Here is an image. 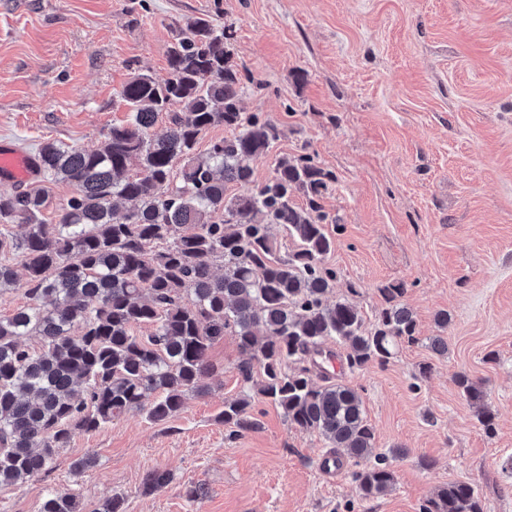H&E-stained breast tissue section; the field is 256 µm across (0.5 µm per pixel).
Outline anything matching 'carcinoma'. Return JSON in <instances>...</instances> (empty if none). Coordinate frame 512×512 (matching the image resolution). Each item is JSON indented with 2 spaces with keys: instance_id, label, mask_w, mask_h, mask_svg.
Returning <instances> with one entry per match:
<instances>
[{
  "instance_id": "1",
  "label": "carcinoma",
  "mask_w": 512,
  "mask_h": 512,
  "mask_svg": "<svg viewBox=\"0 0 512 512\" xmlns=\"http://www.w3.org/2000/svg\"><path fill=\"white\" fill-rule=\"evenodd\" d=\"M232 27L203 17L186 23L168 48V76H134L121 98L131 112L100 134L94 149L46 143L35 153L47 182L75 192L45 224L42 190L0 194V252L21 258L29 303L0 318V486L38 478L78 432L100 429L130 410L165 423L189 393L205 395L216 368L208 350L236 336L242 382L220 418L236 435L257 426L254 396L278 405L288 423L316 432L350 458H374L352 472L360 497L391 492L390 455L375 452L358 390L322 371L326 346H343L350 370L382 365L417 341L404 290L385 288L386 307L366 330L349 298L329 302L337 271L323 199L332 171L312 157H283L254 184L252 159L283 136L281 126L245 111ZM169 125L158 135L161 113ZM222 125L231 136L197 152L200 136ZM182 163L173 173L174 163ZM243 192L227 196V185ZM303 203H297V197ZM296 241L276 253L271 226ZM23 229L20 234L13 226ZM0 263V294L17 286ZM154 326L152 335L134 332ZM41 339L39 350L22 342ZM455 383L480 404L477 419L494 432L484 391L467 375ZM168 471L146 474L152 491ZM41 512H85L75 493L50 492ZM421 512H484L476 488L441 487Z\"/></svg>"
}]
</instances>
